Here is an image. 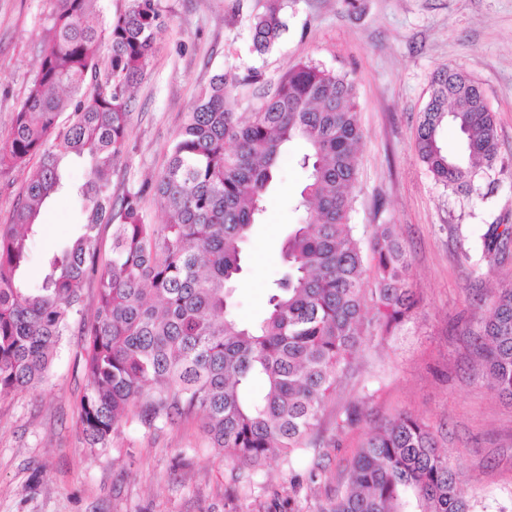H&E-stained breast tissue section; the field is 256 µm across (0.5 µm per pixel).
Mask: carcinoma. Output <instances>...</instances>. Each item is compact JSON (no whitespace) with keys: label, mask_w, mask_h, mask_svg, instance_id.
Wrapping results in <instances>:
<instances>
[{"label":"carcinoma","mask_w":512,"mask_h":512,"mask_svg":"<svg viewBox=\"0 0 512 512\" xmlns=\"http://www.w3.org/2000/svg\"><path fill=\"white\" fill-rule=\"evenodd\" d=\"M98 2L58 0L27 100L0 141V171L37 160L13 222L0 226V397L41 382L77 320L88 379L77 414L89 445H106L123 417L197 415L212 447L240 465L314 448L325 400L363 340L389 334L418 303L393 225L377 226L367 254L350 223L363 137L355 85L300 63L244 113L237 89L257 83L258 72L217 74L156 179L115 201L112 172L126 152L131 89L166 17L161 0H127L98 29L88 22ZM284 6L265 0L253 17V52L263 55L281 39ZM103 41L110 54L101 68ZM88 79L94 91L87 99ZM450 125L461 139L454 154L441 145ZM295 141L306 147V184L295 206L302 219L283 243L284 273L269 288L267 313L246 324L232 312L243 245ZM415 148L435 181L456 191L470 194L491 176L496 118L479 82L458 68L437 69ZM70 158L89 166L76 190L80 232L45 258L43 279L31 288L27 241L38 232L42 205L67 188ZM150 194L164 203L163 224L146 221ZM103 224L112 226L107 253L99 243ZM511 251L512 223L488 225L479 262L496 265ZM87 288L95 289L89 318ZM473 336L492 387L512 399V281L491 291ZM323 512H472V505L430 426L399 414L369 434Z\"/></svg>","instance_id":"cac0c4a2"}]
</instances>
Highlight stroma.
Returning <instances> with one entry per match:
<instances>
[{"mask_svg": "<svg viewBox=\"0 0 512 512\" xmlns=\"http://www.w3.org/2000/svg\"><path fill=\"white\" fill-rule=\"evenodd\" d=\"M163 4L167 25L132 92L113 197L162 169L214 75L256 67L274 84L298 63L322 65L357 90L363 139L352 222L367 240L376 225H395L419 303L391 335L363 343L320 413L315 434L324 447L283 453L256 469L222 459L196 418L150 426L125 418L106 446H88L76 413L87 386L84 340L71 328L38 386L0 397V512H321L370 430L400 413L431 424L475 512H512V400L487 384L469 336L490 288L512 281V258L478 268L463 256L488 224L512 214V0H286L287 30L261 57L251 49L250 22L263 0ZM55 8L56 0H0V138L36 77ZM443 65L474 77L496 115L505 172L469 196L436 182L415 150L431 76ZM302 152L295 143L283 153L245 246L234 294L243 321L265 311L267 287L283 272L280 248L299 220L295 201L306 180ZM39 221L28 242L33 286L44 255L78 232L76 198L56 196ZM351 405L365 420L337 430Z\"/></svg>", "mask_w": 512, "mask_h": 512, "instance_id": "obj_1", "label": "stroma"}]
</instances>
